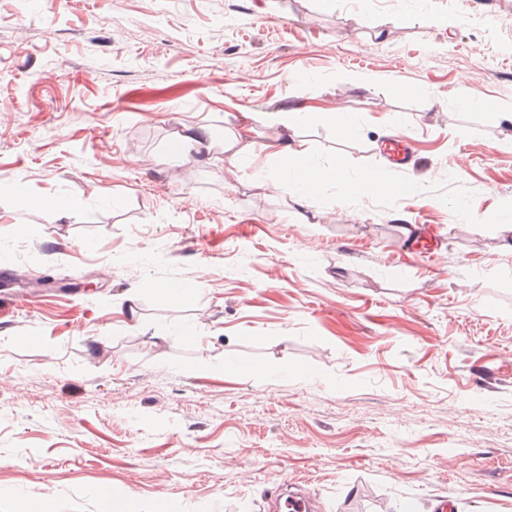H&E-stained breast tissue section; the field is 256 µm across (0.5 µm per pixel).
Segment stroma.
I'll list each match as a JSON object with an SVG mask.
<instances>
[{
	"instance_id": "stroma-1",
	"label": "stroma",
	"mask_w": 512,
	"mask_h": 512,
	"mask_svg": "<svg viewBox=\"0 0 512 512\" xmlns=\"http://www.w3.org/2000/svg\"><path fill=\"white\" fill-rule=\"evenodd\" d=\"M4 99L0 512H512V0H0ZM287 136L402 191L329 178L299 223ZM204 143L205 139L200 131L193 127H186L178 135L171 154L173 156L187 155L191 151H198L200 148H203Z\"/></svg>"
}]
</instances>
